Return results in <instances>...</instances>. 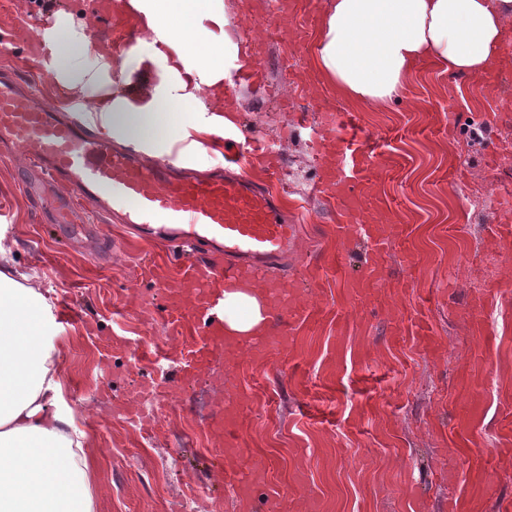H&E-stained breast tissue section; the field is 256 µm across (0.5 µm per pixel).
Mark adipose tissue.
Returning a JSON list of instances; mask_svg holds the SVG:
<instances>
[{
  "instance_id": "obj_1",
  "label": "adipose tissue",
  "mask_w": 512,
  "mask_h": 512,
  "mask_svg": "<svg viewBox=\"0 0 512 512\" xmlns=\"http://www.w3.org/2000/svg\"><path fill=\"white\" fill-rule=\"evenodd\" d=\"M118 3L134 18L144 54L134 60L87 40L78 56L57 61L58 82L95 98L91 116L116 140L140 139L143 119L184 106L205 115L182 133L192 152L215 150V128L235 127L224 79L239 44L227 0ZM511 29L512 0H321L314 66L339 98L380 108L400 98L423 62L451 77L483 76L491 63L505 61ZM203 41L204 62L197 52ZM137 67L148 90L133 97L122 84ZM9 253L0 244V512H96L87 436L60 408L51 306ZM268 319L261 285L225 290L227 335H259Z\"/></svg>"
}]
</instances>
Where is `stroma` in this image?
I'll return each instance as SVG.
<instances>
[{
    "label": "stroma",
    "mask_w": 512,
    "mask_h": 512,
    "mask_svg": "<svg viewBox=\"0 0 512 512\" xmlns=\"http://www.w3.org/2000/svg\"><path fill=\"white\" fill-rule=\"evenodd\" d=\"M303 0H286L279 33L265 36L266 0L247 13L258 63L273 91L239 86L242 165L253 168L242 134L281 141L284 204L300 210L302 253L279 278L308 319L263 354H238L233 368L177 383L183 359L157 284L164 250L126 240L115 255L73 246L66 228L39 216L14 184L17 155L0 149V222L16 264L33 270L57 312L52 344L63 373L62 406L99 461L96 512H512V243L495 238L512 218V63L493 92L484 80L448 78L420 65L399 100L360 108L335 96L312 68L318 27ZM34 16L12 28L13 14ZM68 23L56 29L58 15ZM54 30L56 55L83 37L109 43L85 0H0V64L32 66L40 34ZM296 110L281 109L284 96ZM322 112L351 113L374 171L355 192L372 221L408 229L407 252L377 255L386 279L365 285L364 239L347 245L332 271L336 240L327 220L342 195H316L328 159H316ZM426 318V335L411 331ZM174 379L159 417L142 416L145 384ZM239 397L242 454L260 471L250 495L218 481L226 462L211 451L210 420L223 394Z\"/></svg>",
    "instance_id": "obj_1"
}]
</instances>
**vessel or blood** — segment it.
I'll list each match as a JSON object with an SVG mask.
<instances>
[{
  "mask_svg": "<svg viewBox=\"0 0 512 512\" xmlns=\"http://www.w3.org/2000/svg\"><path fill=\"white\" fill-rule=\"evenodd\" d=\"M90 7L108 29L124 31L122 49L132 47L136 24L114 0H91ZM318 137L321 154L332 156L336 167L324 181L325 191L341 193L370 177L368 155L337 134L334 113H321ZM0 142L26 156L18 183L34 208L51 213L53 223L76 227L80 210L90 202L97 223L121 216L137 226L142 241L177 250V271L165 275L164 285L177 322L175 339L192 350L180 368L181 382L194 381L215 359L239 350L224 335L225 289L256 281L270 288L273 315L253 350L260 353L285 341L288 296L273 273L293 251L301 226L288 218L266 181L245 172L180 175L187 151L183 142L173 145L165 164H144L135 152L44 105L39 85L17 67L0 70ZM365 207V200L349 198L339 214L337 241L362 235L379 249L406 248L402 227L386 234L362 223ZM240 415L237 401L225 403L214 427L224 440L217 456L240 455Z\"/></svg>",
  "mask_w": 512,
  "mask_h": 512,
  "instance_id": "vessel-or-blood-1",
  "label": "vessel or blood"
}]
</instances>
